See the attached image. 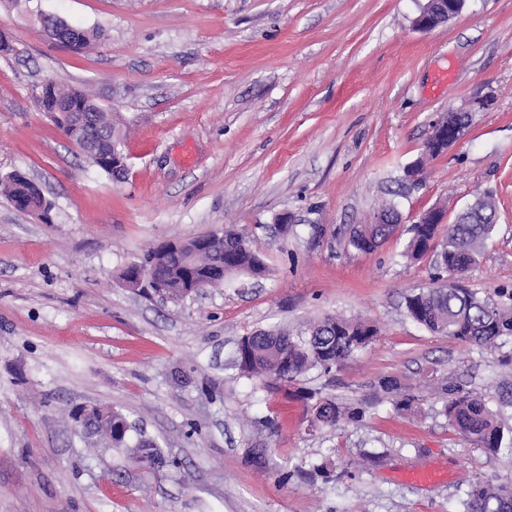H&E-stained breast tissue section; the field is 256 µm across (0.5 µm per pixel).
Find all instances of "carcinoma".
I'll return each mask as SVG.
<instances>
[{"label":"carcinoma","instance_id":"carcinoma-1","mask_svg":"<svg viewBox=\"0 0 512 512\" xmlns=\"http://www.w3.org/2000/svg\"><path fill=\"white\" fill-rule=\"evenodd\" d=\"M47 98L40 106H50L53 95H68L79 104L91 98L88 89H77L49 82L45 85ZM0 193L7 196L19 210L23 203L39 199L38 187L26 175L16 172L0 180ZM496 220L493 198L483 194L456 223L448 225V235L441 243L438 269L432 285L421 288L406 299L408 316L435 334L447 335L478 349H493L502 338L512 335V309L479 299L461 285L477 256L489 238ZM395 224H356L350 228L347 245L362 252L374 250L377 243L388 240L396 231ZM437 224H414L412 236L403 252L410 261L423 258L438 235ZM204 237L182 241L178 255L165 254L157 247L144 253L141 261H155V275L171 288L172 301L184 299V290L194 284L184 274H193V266L202 262L207 270L205 285L223 281V274L242 272L261 276L267 267L260 254L249 246L246 234L224 231V254H198ZM378 335V329L364 319L325 317L308 322L300 334L293 337L286 330L255 331L242 337L237 348L236 364L248 377H273L281 382H292L310 369L326 372L340 366L357 351L368 346ZM382 396L397 412L410 408L414 397L394 377L378 381ZM446 398V413L450 424L468 440L496 455L501 451L503 431L496 414L490 409L484 395L466 390L453 383L437 389ZM313 425L335 428L342 422L354 420L361 410L352 405L324 398L311 407ZM86 424L96 433L112 436V444L133 447L146 452L154 464L163 461L160 448L152 441L139 439L127 442L129 429L126 418L114 411L94 408L84 414ZM468 512H512V488L504 484L477 480L468 491Z\"/></svg>","mask_w":512,"mask_h":512}]
</instances>
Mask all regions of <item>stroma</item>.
Listing matches in <instances>:
<instances>
[{"label": "stroma", "instance_id": "stroma-1", "mask_svg": "<svg viewBox=\"0 0 512 512\" xmlns=\"http://www.w3.org/2000/svg\"><path fill=\"white\" fill-rule=\"evenodd\" d=\"M425 0H0V177L24 172L50 222L0 195V512H467L478 478L512 484L449 424L426 384L485 394L512 446V338L481 350L429 332L405 300L437 275L406 263L413 217L493 196L465 286L512 306V0H466L429 31ZM97 30L78 54L32 22ZM451 66L436 85L439 68ZM90 89L129 129L128 171L92 167L37 106L47 81ZM486 99L465 137L421 158L434 113ZM422 159V158H421ZM403 216L371 252L345 244L382 203ZM291 214L280 229L273 219ZM233 228L265 276L164 302L122 272L149 247ZM325 316L379 334L341 366L269 387L234 365L242 336ZM397 377L417 397H377ZM363 408L312 430L305 397ZM122 413L163 464L135 461L75 410ZM266 451L265 467L248 463ZM439 465L444 479L404 481ZM378 385L382 396L393 406L396 412L408 410L415 400L395 377H382L378 381Z\"/></svg>", "mask_w": 512, "mask_h": 512}]
</instances>
